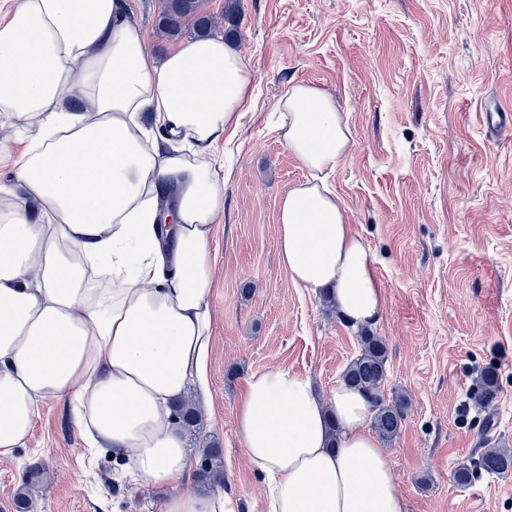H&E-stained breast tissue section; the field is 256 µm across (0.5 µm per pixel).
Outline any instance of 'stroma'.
Masks as SVG:
<instances>
[{"instance_id": "35a3bbf8", "label": "stroma", "mask_w": 512, "mask_h": 512, "mask_svg": "<svg viewBox=\"0 0 512 512\" xmlns=\"http://www.w3.org/2000/svg\"><path fill=\"white\" fill-rule=\"evenodd\" d=\"M253 77L254 105L224 156V211L210 247L211 400L186 432L191 458L222 449L223 490L239 512H266L265 485L236 432L250 375L281 370L327 397L359 353L358 329L294 285L277 256V204L307 172L276 126L293 85L331 94L352 132L328 174L365 242L383 307L373 331L388 347L385 394L408 395L388 446L409 512H512V474L453 481L482 451L485 422L512 450V134L484 113L512 109V0H203ZM164 0H133L149 52L194 36L161 32ZM495 366L490 409L474 403ZM40 469L30 478L28 466ZM33 481L34 512H160L163 491L130 475L79 434L65 401L46 402L25 446L0 457V512Z\"/></svg>"}]
</instances>
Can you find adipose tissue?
<instances>
[{"mask_svg":"<svg viewBox=\"0 0 512 512\" xmlns=\"http://www.w3.org/2000/svg\"><path fill=\"white\" fill-rule=\"evenodd\" d=\"M252 76L223 37L148 52L129 0H13L0 24V456L25 445L43 404L68 398L81 435L166 490L160 512H237L191 486L173 401L211 398L212 226L224 209L220 143L253 104ZM308 171L277 211L279 263L329 289L350 323L383 303L362 239L325 174L351 131L311 84L278 102ZM370 406L322 400L281 370L253 374L237 433L269 512H408Z\"/></svg>","mask_w":512,"mask_h":512,"instance_id":"adipose-tissue-1","label":"adipose tissue"}]
</instances>
